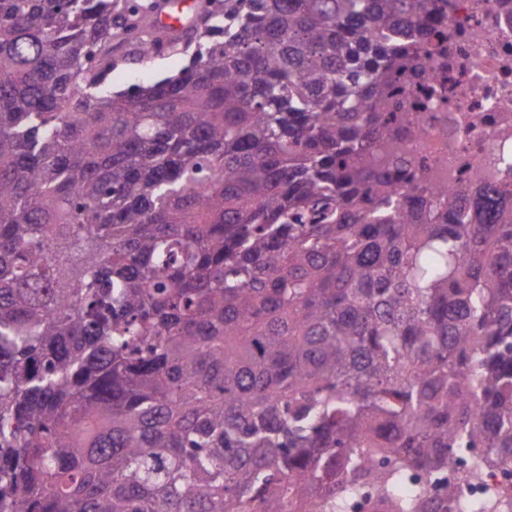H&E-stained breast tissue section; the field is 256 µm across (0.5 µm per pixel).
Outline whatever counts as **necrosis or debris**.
Instances as JSON below:
<instances>
[{"label":"necrosis or debris","instance_id":"4bbe7bcc","mask_svg":"<svg viewBox=\"0 0 512 512\" xmlns=\"http://www.w3.org/2000/svg\"><path fill=\"white\" fill-rule=\"evenodd\" d=\"M447 38L399 71L388 107L395 181L420 188L424 213L512 191V0H429Z\"/></svg>","mask_w":512,"mask_h":512}]
</instances>
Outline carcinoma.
<instances>
[{
	"instance_id": "cac0c4a2",
	"label": "carcinoma",
	"mask_w": 512,
	"mask_h": 512,
	"mask_svg": "<svg viewBox=\"0 0 512 512\" xmlns=\"http://www.w3.org/2000/svg\"><path fill=\"white\" fill-rule=\"evenodd\" d=\"M427 2L160 32L158 0H0V512H435L466 449L512 475V205L420 224L369 157ZM190 50L184 54H173L166 57H159L145 66L138 69L122 68L112 72V90L120 91L134 83V77L139 71H144L142 81H157L166 77L175 76L188 66L190 62ZM141 81V82H142Z\"/></svg>"
}]
</instances>
